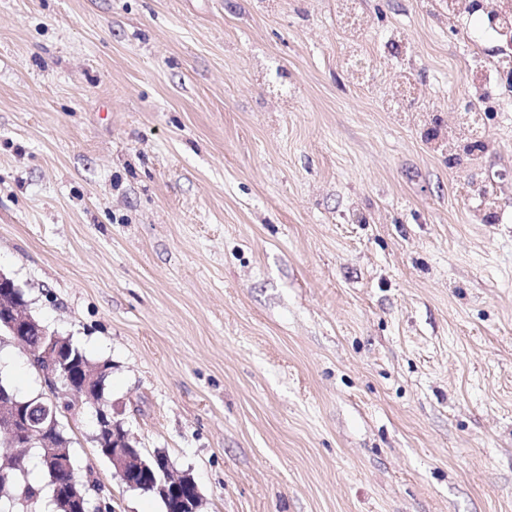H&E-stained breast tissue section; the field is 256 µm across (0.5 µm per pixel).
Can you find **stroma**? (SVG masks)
Instances as JSON below:
<instances>
[{
  "instance_id": "1",
  "label": "stroma",
  "mask_w": 512,
  "mask_h": 512,
  "mask_svg": "<svg viewBox=\"0 0 512 512\" xmlns=\"http://www.w3.org/2000/svg\"><path fill=\"white\" fill-rule=\"evenodd\" d=\"M363 7L358 83L334 0H0V272L200 512H512V101L464 155V41ZM0 373L49 392L3 334ZM61 421L95 498L162 512ZM421 94L420 87L408 77L401 78L385 100L389 112H408V104Z\"/></svg>"
}]
</instances>
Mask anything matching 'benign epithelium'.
<instances>
[{
  "label": "benign epithelium",
  "instance_id": "obj_1",
  "mask_svg": "<svg viewBox=\"0 0 512 512\" xmlns=\"http://www.w3.org/2000/svg\"><path fill=\"white\" fill-rule=\"evenodd\" d=\"M21 287L0 273V332L6 333L27 352H35L38 370L52 391L57 387L70 396L65 401L71 410L87 402L94 405L97 429L94 435L96 446L103 449L120 475L125 486L133 491H152L162 495L167 512H197L200 500L198 485L188 472L176 470L163 453L143 456L136 439L114 419L108 401L95 396L94 384L101 367L82 362L78 365V376L70 372L69 361L62 351L68 339L38 325L26 311V301L17 300ZM50 336V341L32 347L30 337ZM59 421L54 410L45 402L17 400L9 394H0V441L12 448H38L42 464L48 471L72 468V458L67 446L57 434ZM91 487L78 479L58 487L53 497L70 503L76 512H97L99 502L90 493Z\"/></svg>",
  "mask_w": 512,
  "mask_h": 512
}]
</instances>
